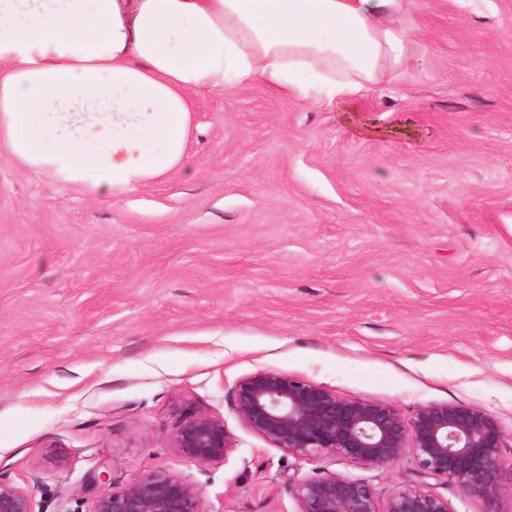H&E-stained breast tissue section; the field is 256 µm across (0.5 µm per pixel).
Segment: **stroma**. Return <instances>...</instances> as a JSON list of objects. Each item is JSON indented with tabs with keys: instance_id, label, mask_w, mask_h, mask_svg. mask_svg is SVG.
Returning <instances> with one entry per match:
<instances>
[{
	"instance_id": "1",
	"label": "stroma",
	"mask_w": 512,
	"mask_h": 512,
	"mask_svg": "<svg viewBox=\"0 0 512 512\" xmlns=\"http://www.w3.org/2000/svg\"><path fill=\"white\" fill-rule=\"evenodd\" d=\"M416 21L415 63L348 109L194 94L186 169L109 200L0 147V479L35 512L155 471L204 512H299L290 484L329 474L481 512L406 460L296 459L231 400L271 369L407 417L479 406L512 461V0ZM199 414L235 439L222 463L173 446Z\"/></svg>"
}]
</instances>
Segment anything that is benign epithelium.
I'll use <instances>...</instances> for the list:
<instances>
[{
  "label": "benign epithelium",
  "mask_w": 512,
  "mask_h": 512,
  "mask_svg": "<svg viewBox=\"0 0 512 512\" xmlns=\"http://www.w3.org/2000/svg\"><path fill=\"white\" fill-rule=\"evenodd\" d=\"M232 401L247 429L299 459L331 453L381 469L409 456L423 472L480 500L483 512H500L501 499L512 498V483L502 480L504 431L482 407L431 403L406 418L391 403L340 398L277 370L239 379ZM173 447L200 465L235 450L224 422L207 415L183 421ZM290 492L299 512H453L447 499L421 486L398 490L382 507L368 485L336 474L300 480ZM201 499L195 485L157 472L99 497L93 512H204ZM0 512H35L31 494L0 480Z\"/></svg>",
  "instance_id": "obj_1"
}]
</instances>
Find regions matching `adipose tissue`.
I'll return each instance as SVG.
<instances>
[{
  "label": "adipose tissue",
  "mask_w": 512,
  "mask_h": 512,
  "mask_svg": "<svg viewBox=\"0 0 512 512\" xmlns=\"http://www.w3.org/2000/svg\"><path fill=\"white\" fill-rule=\"evenodd\" d=\"M415 0H0V145L95 198L184 168L193 94L356 101L405 64Z\"/></svg>",
  "instance_id": "obj_1"
}]
</instances>
